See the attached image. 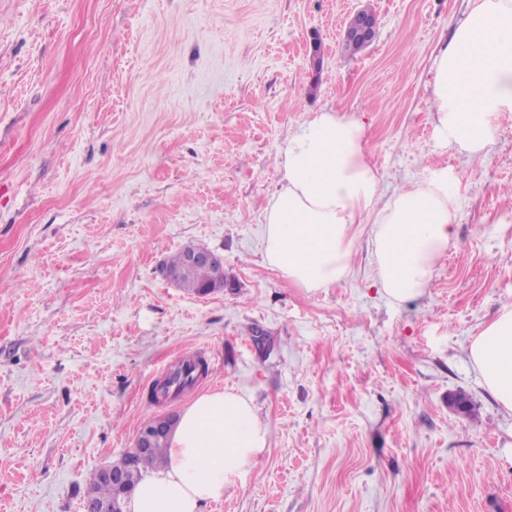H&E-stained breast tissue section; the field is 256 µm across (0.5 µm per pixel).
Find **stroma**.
I'll list each match as a JSON object with an SVG mask.
<instances>
[{
    "instance_id": "stroma-1",
    "label": "stroma",
    "mask_w": 512,
    "mask_h": 512,
    "mask_svg": "<svg viewBox=\"0 0 512 512\" xmlns=\"http://www.w3.org/2000/svg\"><path fill=\"white\" fill-rule=\"evenodd\" d=\"M472 5L0 0V512H84L143 422L225 388L269 446L204 512H512V411L470 359L512 307V114L481 163L438 146L431 110L435 58ZM365 7L376 37L344 53ZM330 108L367 125L386 190L459 178L454 238L416 299L374 287L367 224L327 288L263 258L277 148ZM190 242L228 287L158 274ZM184 352L207 376L151 402Z\"/></svg>"
}]
</instances>
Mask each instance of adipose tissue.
<instances>
[{"label": "adipose tissue", "mask_w": 512, "mask_h": 512, "mask_svg": "<svg viewBox=\"0 0 512 512\" xmlns=\"http://www.w3.org/2000/svg\"><path fill=\"white\" fill-rule=\"evenodd\" d=\"M438 144L483 161L497 115L512 113V0H473L435 62L431 88ZM368 129L341 110L315 113L278 147L279 187L263 222L264 257L304 288L344 279L354 225L372 227L374 284L396 303L423 295L453 237L456 174L428 169L385 192L367 153ZM487 390L512 411V308L470 347ZM268 446L251 402L227 389L198 397L179 418L168 463L136 487L129 512H204L241 483Z\"/></svg>", "instance_id": "1"}]
</instances>
